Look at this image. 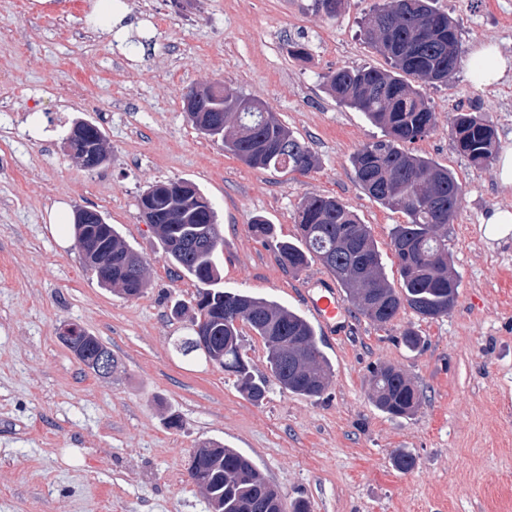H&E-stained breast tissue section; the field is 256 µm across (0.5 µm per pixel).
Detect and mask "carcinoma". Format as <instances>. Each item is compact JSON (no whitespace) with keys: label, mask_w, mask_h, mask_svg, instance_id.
<instances>
[{"label":"carcinoma","mask_w":512,"mask_h":512,"mask_svg":"<svg viewBox=\"0 0 512 512\" xmlns=\"http://www.w3.org/2000/svg\"><path fill=\"white\" fill-rule=\"evenodd\" d=\"M367 43L383 56L389 68L338 67L325 76L327 90L345 107L363 113L384 135L364 144L352 156L360 187L381 205L402 213L406 223L395 226L391 237L401 289H395L383 271L380 252L368 225L334 197L305 199L298 209L296 241L274 238L272 225L261 218L249 224L252 234L274 240L277 261L290 273L301 271L312 257L319 259L344 288L347 298L370 321L384 325L408 307L423 318L448 314L459 298V279L448 257V229L456 219L462 185L448 168L406 148L424 138L435 125V113L420 86L446 83L461 63L457 25L428 0H387L364 22ZM216 112H195L190 121L200 132L211 124L224 127V147L253 168L281 166L308 173L315 169L313 149L298 140L268 108L224 86L201 90ZM75 157L108 151L106 134L93 123L75 125ZM456 150L477 167L495 157L496 130L474 110L456 114L452 125ZM206 197L187 180L151 186L139 204L156 216L151 224L171 263L200 285L194 298L196 320L192 333L175 344L184 356L193 340L210 337L213 364L237 378L239 389L256 402L267 393L265 379H255L242 353L240 325H248L272 343L268 350L271 377L283 389L304 397L320 396L331 366L319 347L312 325L299 313L263 298L226 292L217 249L221 229ZM108 263L97 277L105 288H117L129 297L147 286L144 260L115 229L97 242L87 239ZM294 336L299 347L290 358L282 344ZM85 362L109 350L90 334L82 340H61ZM374 405L397 417L412 415L420 403L414 382L400 369L381 364L370 371ZM192 482L206 492L207 507L221 512H286L277 508L274 492L252 462L218 443L196 451Z\"/></svg>","instance_id":"obj_1"}]
</instances>
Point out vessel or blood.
Returning <instances> with one entry per match:
<instances>
[{
	"label": "vessel or blood",
	"instance_id": "b4317fda",
	"mask_svg": "<svg viewBox=\"0 0 512 512\" xmlns=\"http://www.w3.org/2000/svg\"><path fill=\"white\" fill-rule=\"evenodd\" d=\"M302 296L322 333L331 337L349 334L351 325L347 309L335 280L319 275L304 281Z\"/></svg>",
	"mask_w": 512,
	"mask_h": 512
}]
</instances>
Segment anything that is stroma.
Instances as JSON below:
<instances>
[{
	"label": "stroma",
	"instance_id": "35a3bbf8",
	"mask_svg": "<svg viewBox=\"0 0 512 512\" xmlns=\"http://www.w3.org/2000/svg\"><path fill=\"white\" fill-rule=\"evenodd\" d=\"M92 0H0V512H206L188 476L198 448L220 443L252 461L285 503L310 512H512V236L487 239L484 222L512 211V189L496 165L474 167L457 152L459 108L479 107L512 145V80L477 89L466 66L424 94L434 129L413 149L450 170L464 194L448 234L461 288L436 319L403 309L379 325L351 312L350 334L319 345L331 363L320 396L289 393L269 380L267 346L243 327L255 377L268 378L256 404L233 375L184 357L174 343L191 316H174L198 284L177 277L142 218L149 187L194 183L221 227V286L303 311L301 284L324 273L310 259L294 275L249 230L254 218L295 239L297 210L334 196L371 230L392 286L400 279L390 233L400 212L358 185L353 154L382 131L339 105L323 78L342 66L386 68L361 22L378 0H347L336 18L314 0H125L145 47L89 34ZM460 26L463 52L481 43L512 51V0H433ZM307 45L298 59L292 44ZM226 85L265 103L315 151L306 174L258 170L192 125L183 106L192 87ZM103 129L111 159L84 168L63 147L73 121ZM58 202L98 211L145 261L136 298L101 287L71 233H52ZM75 322L112 351L103 378L58 339ZM421 338L408 349L402 337ZM401 369L422 394L399 418L372 402L369 369ZM415 459L404 472L396 452Z\"/></svg>",
	"mask_w": 512,
	"mask_h": 512
}]
</instances>
